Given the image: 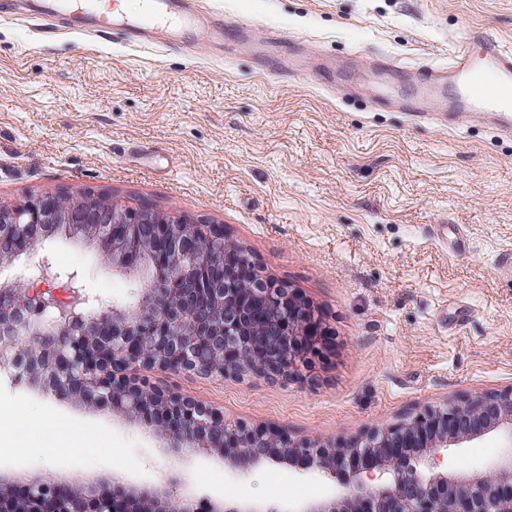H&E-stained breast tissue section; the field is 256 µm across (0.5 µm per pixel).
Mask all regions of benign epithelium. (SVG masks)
Returning <instances> with one entry per match:
<instances>
[{
  "mask_svg": "<svg viewBox=\"0 0 512 512\" xmlns=\"http://www.w3.org/2000/svg\"><path fill=\"white\" fill-rule=\"evenodd\" d=\"M88 193L68 224L70 240L103 247L112 273L136 286L132 299L109 305L81 272L63 270L40 246L58 226L61 200L44 194L0 204V368L43 392L87 406H107L129 424L160 425L167 447L218 455L236 480L264 463L324 472L337 484L326 497L280 509L249 500L217 499L209 512H512V388L463 396L430 407L348 443L294 440L275 428L229 424L224 412L168 389L148 386L139 371L191 372L204 377L249 375L267 381L305 377L326 344L319 311L257 264L258 282L240 297L237 316L224 315L225 285L237 275L233 244L217 256L211 239L224 228L162 219L146 246L130 252L142 209H98ZM209 309L197 308L202 294ZM489 433L508 452L489 465L448 466V453ZM0 512H197L191 486L169 477L132 486H85L0 475Z\"/></svg>",
  "mask_w": 512,
  "mask_h": 512,
  "instance_id": "7a95c632",
  "label": "benign epithelium"
}]
</instances>
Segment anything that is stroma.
<instances>
[{
  "instance_id": "1",
  "label": "stroma",
  "mask_w": 512,
  "mask_h": 512,
  "mask_svg": "<svg viewBox=\"0 0 512 512\" xmlns=\"http://www.w3.org/2000/svg\"><path fill=\"white\" fill-rule=\"evenodd\" d=\"M36 0H0V204L92 191L223 226L322 314L328 344L303 381L147 373L226 421L349 441L430 406L512 386V135L414 94L468 33L512 48V0H196L205 24L146 47L37 30ZM400 67L379 73L383 59ZM111 301L112 261L43 244ZM109 442L99 452L101 442ZM70 448L65 464L47 460ZM157 482L199 501L267 507L329 480L271 464L225 480L214 455L28 385H0V473Z\"/></svg>"
}]
</instances>
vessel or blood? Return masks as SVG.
<instances>
[{
    "mask_svg": "<svg viewBox=\"0 0 512 512\" xmlns=\"http://www.w3.org/2000/svg\"><path fill=\"white\" fill-rule=\"evenodd\" d=\"M46 16H66L72 31L160 36L196 21L194 0H145L142 14H127L121 0H48ZM449 111L482 116L512 132V51L484 32H473L455 50L447 78Z\"/></svg>",
    "mask_w": 512,
    "mask_h": 512,
    "instance_id": "obj_1",
    "label": "vessel or blood"
}]
</instances>
